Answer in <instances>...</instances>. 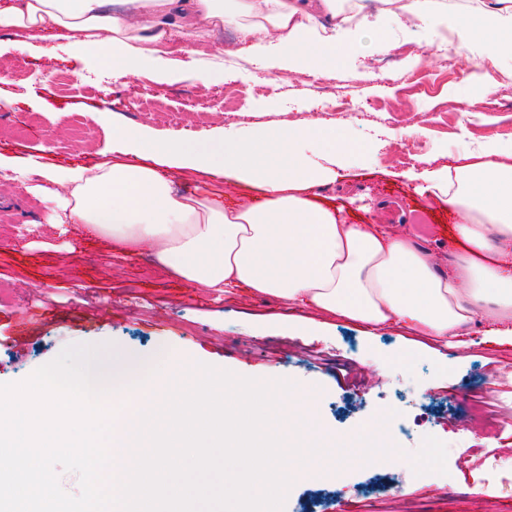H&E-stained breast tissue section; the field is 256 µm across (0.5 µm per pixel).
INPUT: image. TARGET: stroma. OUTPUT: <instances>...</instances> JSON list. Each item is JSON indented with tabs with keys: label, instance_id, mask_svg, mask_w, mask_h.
Here are the masks:
<instances>
[{
	"label": "stroma",
	"instance_id": "1",
	"mask_svg": "<svg viewBox=\"0 0 512 512\" xmlns=\"http://www.w3.org/2000/svg\"><path fill=\"white\" fill-rule=\"evenodd\" d=\"M495 0H474L451 12L447 25L394 23L366 0L354 25V52L317 82L279 68L274 47L239 55L225 69V50L239 34H208L212 61L184 68L185 51L165 49L140 70L117 73L97 53L74 58L69 41L43 40L21 51L0 30V69L22 65L25 79L0 78V325L15 339L0 348V383H16L52 361L66 346L95 340L151 364L133 382L142 389L200 362L265 381L288 379L312 406L313 423L328 445H354L366 425L403 448L384 469L351 460L341 469L319 461L301 467L283 512H512V481L491 479L486 455L512 457V341L486 336L484 323L460 330L447 344L400 326L374 328L326 315L245 287L218 295L169 271L150 251L120 253L109 238L70 225L61 234L42 223L33 194L41 169L62 173L118 161L112 129L147 130L177 145L223 143L225 134L253 124L293 127L320 123V137L360 146L348 177L314 188L321 203L343 206L350 224H381L410 236L441 264L460 253L455 217L433 194L419 193L405 171L422 172L428 159L493 141L512 148V95L491 87L512 82V57H494L495 73L480 68L484 53L460 48L455 69H444L436 42L443 31L462 35ZM386 28L388 44L374 31ZM70 78L69 87L56 84ZM238 90L236 113L213 92ZM151 91L179 112L180 127L142 106ZM87 129L78 139L75 127ZM182 194L207 193L224 204L255 197L245 184L163 168ZM107 318L90 322L96 309Z\"/></svg>",
	"mask_w": 512,
	"mask_h": 512
}]
</instances>
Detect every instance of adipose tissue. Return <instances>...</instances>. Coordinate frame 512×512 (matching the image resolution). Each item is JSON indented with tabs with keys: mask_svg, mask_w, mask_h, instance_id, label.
<instances>
[{
	"mask_svg": "<svg viewBox=\"0 0 512 512\" xmlns=\"http://www.w3.org/2000/svg\"><path fill=\"white\" fill-rule=\"evenodd\" d=\"M109 0H0V28L25 37L41 32L101 53L115 69L161 52L171 34L233 26L244 40L275 42L297 70L315 74L350 55L351 17L341 0H132L130 14ZM333 33H321L323 24ZM466 36L491 52L512 53V9L480 15ZM114 140L139 156L167 159L203 174L224 173L256 187L259 201L234 207L205 195H182L156 169L115 163L58 178L44 197V220L83 224L127 251L155 248L176 276L218 293L237 286L372 326L398 324L445 339L481 320L512 337V151L483 143L427 179L457 216L464 252L440 269L436 258L404 235L372 224H348L339 209L311 200L335 181L341 138L314 146L316 126H261L229 148L172 149L168 142L124 128Z\"/></svg>",
	"mask_w": 512,
	"mask_h": 512,
	"instance_id": "1",
	"label": "adipose tissue"
}]
</instances>
